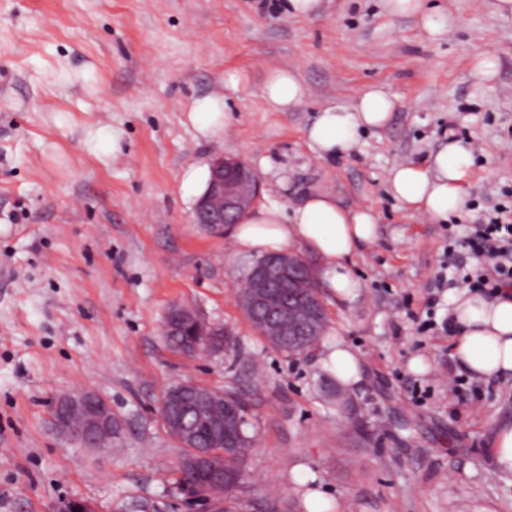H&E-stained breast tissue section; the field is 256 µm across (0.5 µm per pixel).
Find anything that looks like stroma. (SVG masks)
<instances>
[{
    "label": "stroma",
    "mask_w": 512,
    "mask_h": 512,
    "mask_svg": "<svg viewBox=\"0 0 512 512\" xmlns=\"http://www.w3.org/2000/svg\"><path fill=\"white\" fill-rule=\"evenodd\" d=\"M427 5L444 27L434 39L382 0H329L307 19L285 0H0V512L73 496L100 512H190L175 484L183 450L158 411L186 380L246 406L252 446L222 512H307L313 491L338 512H512V470L492 454L512 423V375L477 379L455 359L465 271L445 266L512 187V14L496 0ZM487 51L489 81L475 71ZM276 68L306 87L296 111L262 97ZM371 85L397 100L387 125L318 158L305 130L319 107ZM212 94L230 129L205 138L192 108ZM452 133L474 152L464 208L407 216L388 171L426 164ZM218 154L257 170L258 204L325 189L376 213L358 296H322L325 339L356 352L358 383L340 385L320 354L275 350L245 317L250 255L192 223L181 190L185 167ZM175 303L232 328L235 350L174 351ZM80 390L120 420L110 447L51 427L56 399Z\"/></svg>",
    "instance_id": "35a3bbf8"
}]
</instances>
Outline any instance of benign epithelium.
I'll return each mask as SVG.
<instances>
[{
    "label": "benign epithelium",
    "mask_w": 512,
    "mask_h": 512,
    "mask_svg": "<svg viewBox=\"0 0 512 512\" xmlns=\"http://www.w3.org/2000/svg\"><path fill=\"white\" fill-rule=\"evenodd\" d=\"M210 179L205 194L193 211L192 223L200 224L213 234L229 224L238 223V216L247 212L261 191L257 173L244 161L222 155L210 161ZM317 284L315 265L292 250L257 259L249 267V285L238 292L240 308L256 323H269L279 335L288 337V352L306 354L309 337L315 335L319 313L307 296V288ZM192 329L193 339L176 342L172 347L186 356L217 355L231 342L233 331L207 320L195 308L174 304L164 316L165 333L181 335L182 328ZM227 404L224 394L202 387L192 381L167 388L159 400V413L167 432L184 448L179 460L180 475L195 474L204 478L201 487L179 485L178 492L188 502H209L219 507L211 488L230 489L237 478L224 472V441L240 432L239 410L224 420L216 413ZM192 414L197 422L208 427L210 447L198 448L197 432L180 418ZM52 425L74 445L96 448L110 441L121 427L111 406L90 390L60 396L51 414ZM57 512H98L95 502L73 497L57 507Z\"/></svg>",
    "instance_id": "1"
}]
</instances>
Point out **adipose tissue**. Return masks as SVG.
<instances>
[{"mask_svg": "<svg viewBox=\"0 0 512 512\" xmlns=\"http://www.w3.org/2000/svg\"><path fill=\"white\" fill-rule=\"evenodd\" d=\"M263 98L274 111L290 112L303 104L306 87L295 70L276 69L265 80ZM396 107L395 97L382 87H369L351 103L323 106L306 138L320 157L343 155L353 149L361 131L383 127ZM472 165L470 142L452 139L427 165L393 167L389 191L405 211L445 221L465 204ZM229 232L234 249L244 253L306 247L318 260L320 286L340 300L358 294L361 282L353 260L378 237L372 209L346 208L328 190L309 192L291 207L273 203L250 209ZM452 316L458 331L454 355L466 371L479 378L512 373V292L489 298L461 291L453 300Z\"/></svg>", "mask_w": 512, "mask_h": 512, "instance_id": "obj_1", "label": "adipose tissue"}]
</instances>
